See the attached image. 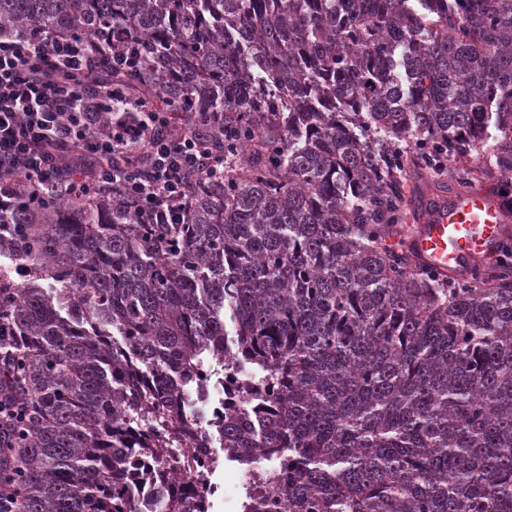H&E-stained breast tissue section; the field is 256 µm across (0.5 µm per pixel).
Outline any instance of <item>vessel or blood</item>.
Returning a JSON list of instances; mask_svg holds the SVG:
<instances>
[{"label":"vessel or blood","mask_w":512,"mask_h":512,"mask_svg":"<svg viewBox=\"0 0 512 512\" xmlns=\"http://www.w3.org/2000/svg\"><path fill=\"white\" fill-rule=\"evenodd\" d=\"M511 235L497 195L480 186L448 197L411 225L408 244L424 267L461 276L475 261L493 263L503 240Z\"/></svg>","instance_id":"obj_1"}]
</instances>
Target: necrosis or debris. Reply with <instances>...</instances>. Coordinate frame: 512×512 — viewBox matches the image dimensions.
Segmentation results:
<instances>
[{"label":"necrosis or debris","mask_w":512,"mask_h":512,"mask_svg":"<svg viewBox=\"0 0 512 512\" xmlns=\"http://www.w3.org/2000/svg\"><path fill=\"white\" fill-rule=\"evenodd\" d=\"M255 377L244 368L229 365L215 370L206 385L186 383L187 403L179 427L183 431L180 445L169 449L161 463L156 464L152 478H144L143 465L130 472V501L133 512H153L159 485H186L200 495L205 512H221L224 497V476L218 466L224 457L223 442L213 431L217 415L226 404L235 402L237 387L254 383ZM283 461L276 455H260L251 464H236L237 494L230 502L229 512H244L253 494L258 474H283Z\"/></svg>","instance_id":"obj_1"}]
</instances>
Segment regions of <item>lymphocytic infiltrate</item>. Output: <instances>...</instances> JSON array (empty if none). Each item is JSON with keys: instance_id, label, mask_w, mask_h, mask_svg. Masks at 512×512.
Masks as SVG:
<instances>
[{"instance_id": "f902f5d3", "label": "lymphocytic infiltrate", "mask_w": 512, "mask_h": 512, "mask_svg": "<svg viewBox=\"0 0 512 512\" xmlns=\"http://www.w3.org/2000/svg\"><path fill=\"white\" fill-rule=\"evenodd\" d=\"M97 49L85 39L43 37L35 31L24 38L0 35V173L21 176L33 193L56 186L60 154L98 160L91 179L112 188L151 224H181L189 202L184 184L188 174L224 175V158L207 153L194 129L210 124L205 112L184 117L171 105H136L132 117L117 119L112 130L97 134V115L83 100L73 76L89 73ZM174 127L162 138L158 128ZM149 159L138 171L140 155Z\"/></svg>"}]
</instances>
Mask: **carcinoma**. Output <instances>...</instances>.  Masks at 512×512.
<instances>
[{
	"instance_id": "cac0c4a2",
	"label": "carcinoma",
	"mask_w": 512,
	"mask_h": 512,
	"mask_svg": "<svg viewBox=\"0 0 512 512\" xmlns=\"http://www.w3.org/2000/svg\"><path fill=\"white\" fill-rule=\"evenodd\" d=\"M35 27L129 42L120 81L217 116L196 135L231 170L186 178L184 224L70 193L65 156L54 195L16 183L17 512H132V454L160 460L178 370L217 356L263 377L224 448L281 454L284 512H512V238L461 278L388 243L408 174L466 194L490 140L512 174V0H0V35Z\"/></svg>"
}]
</instances>
